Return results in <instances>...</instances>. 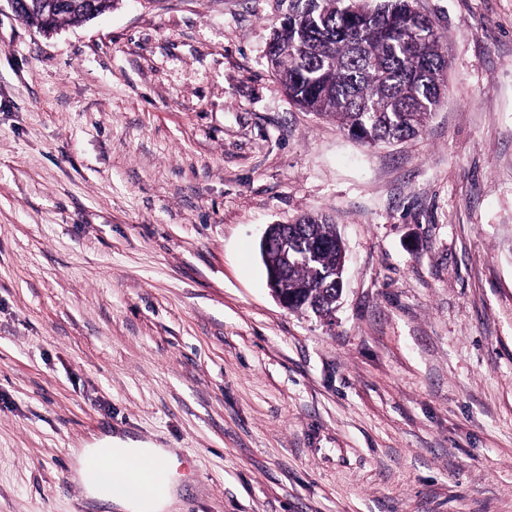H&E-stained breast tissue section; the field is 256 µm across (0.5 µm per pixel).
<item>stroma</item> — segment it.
<instances>
[{
    "label": "stroma",
    "mask_w": 512,
    "mask_h": 512,
    "mask_svg": "<svg viewBox=\"0 0 512 512\" xmlns=\"http://www.w3.org/2000/svg\"><path fill=\"white\" fill-rule=\"evenodd\" d=\"M414 6L445 95L369 147L268 67L288 0H0V512H113L71 470L107 435L176 455V512H512V0ZM321 213L329 320L259 251ZM42 9L39 8L41 0H24L22 4V21L29 27L40 33L55 31L62 23L73 24L88 20V15L94 13L95 17L104 14L114 7L117 0H59L62 8L52 12L58 4L56 0H44ZM13 14L18 17L21 11V4L18 0H7ZM46 12H52L48 14Z\"/></svg>",
    "instance_id": "35a3bbf8"
}]
</instances>
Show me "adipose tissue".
<instances>
[{
	"label": "adipose tissue",
	"mask_w": 512,
	"mask_h": 512,
	"mask_svg": "<svg viewBox=\"0 0 512 512\" xmlns=\"http://www.w3.org/2000/svg\"><path fill=\"white\" fill-rule=\"evenodd\" d=\"M74 458L87 495L109 500L117 512H170L177 501L176 458L168 449L112 438Z\"/></svg>",
	"instance_id": "ef3b65f1"
}]
</instances>
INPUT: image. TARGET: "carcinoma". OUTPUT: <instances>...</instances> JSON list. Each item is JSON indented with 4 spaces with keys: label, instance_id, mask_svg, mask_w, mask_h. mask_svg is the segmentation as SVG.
Here are the masks:
<instances>
[{
    "label": "carcinoma",
    "instance_id": "carcinoma-1",
    "mask_svg": "<svg viewBox=\"0 0 512 512\" xmlns=\"http://www.w3.org/2000/svg\"><path fill=\"white\" fill-rule=\"evenodd\" d=\"M41 0H22V21L40 33L104 14L114 0H59L48 14ZM267 61L301 109L336 121L349 137L374 145L421 134L445 89L447 47L434 22L412 0H289L274 30ZM289 256L308 253L281 271V247ZM345 250L336 225L305 215L272 237L263 263L275 272L288 309L316 316L336 310L341 298Z\"/></svg>",
    "mask_w": 512,
    "mask_h": 512
}]
</instances>
